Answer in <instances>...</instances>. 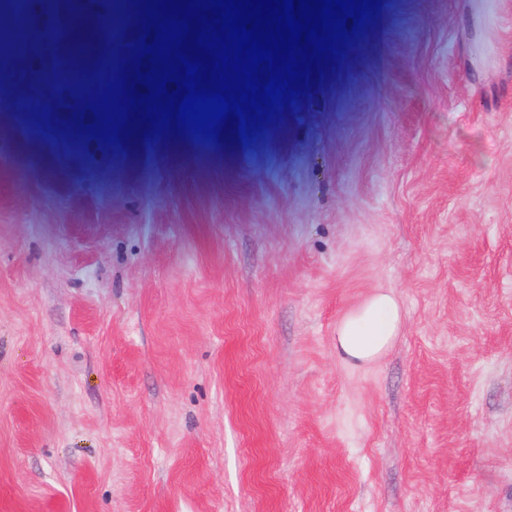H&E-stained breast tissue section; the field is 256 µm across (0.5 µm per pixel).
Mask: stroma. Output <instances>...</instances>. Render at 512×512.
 <instances>
[{"label": "stroma", "instance_id": "1", "mask_svg": "<svg viewBox=\"0 0 512 512\" xmlns=\"http://www.w3.org/2000/svg\"><path fill=\"white\" fill-rule=\"evenodd\" d=\"M119 2L28 0L0 72V512H512V0H381L249 146L139 152L58 76ZM400 323L401 310L397 301L387 293H376L338 325L337 352L352 362H370L388 348Z\"/></svg>", "mask_w": 512, "mask_h": 512}]
</instances>
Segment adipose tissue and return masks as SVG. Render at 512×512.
Listing matches in <instances>:
<instances>
[{
    "instance_id": "adipose-tissue-1",
    "label": "adipose tissue",
    "mask_w": 512,
    "mask_h": 512,
    "mask_svg": "<svg viewBox=\"0 0 512 512\" xmlns=\"http://www.w3.org/2000/svg\"><path fill=\"white\" fill-rule=\"evenodd\" d=\"M401 323V310L389 294L377 293L358 310L346 315L336 330V349L341 357L366 363L391 344Z\"/></svg>"
}]
</instances>
